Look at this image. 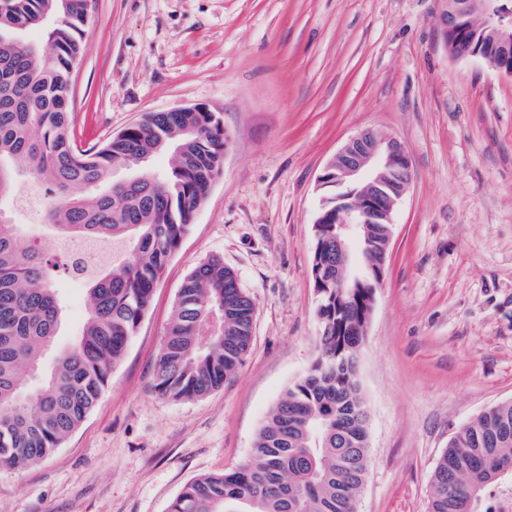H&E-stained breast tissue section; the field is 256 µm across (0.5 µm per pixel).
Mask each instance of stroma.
<instances>
[{"label":"stroma","instance_id":"obj_1","mask_svg":"<svg viewBox=\"0 0 512 512\" xmlns=\"http://www.w3.org/2000/svg\"><path fill=\"white\" fill-rule=\"evenodd\" d=\"M448 0H95L71 82L77 139L203 106L224 160L122 360L43 461L0 466V512H168L198 476L246 463L269 409L318 354L317 178L354 135L398 139L411 185L358 354L368 411L357 512H427L433 470L466 424L512 401V78L448 52ZM13 220L51 260L67 318L85 290L37 216ZM221 259L253 299V342L203 397L154 393L185 277Z\"/></svg>","mask_w":512,"mask_h":512}]
</instances>
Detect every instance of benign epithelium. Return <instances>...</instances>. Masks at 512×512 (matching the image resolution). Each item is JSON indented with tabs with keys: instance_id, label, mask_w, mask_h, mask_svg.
<instances>
[{
	"instance_id": "1",
	"label": "benign epithelium",
	"mask_w": 512,
	"mask_h": 512,
	"mask_svg": "<svg viewBox=\"0 0 512 512\" xmlns=\"http://www.w3.org/2000/svg\"><path fill=\"white\" fill-rule=\"evenodd\" d=\"M488 13L487 29L479 44L466 42L467 19L477 10ZM448 49L460 55L485 58L494 55L496 69L512 78V11L496 0H448ZM367 179L369 193L352 202L336 198V208L320 210L315 223L338 225L339 235L373 243L369 225L392 224L397 201L411 183L410 160L395 138L365 130L352 137L326 164L322 185H340Z\"/></svg>"
}]
</instances>
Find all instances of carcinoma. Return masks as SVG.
I'll return each instance as SVG.
<instances>
[{"instance_id": "obj_1", "label": "carcinoma", "mask_w": 512, "mask_h": 512, "mask_svg": "<svg viewBox=\"0 0 512 512\" xmlns=\"http://www.w3.org/2000/svg\"><path fill=\"white\" fill-rule=\"evenodd\" d=\"M95 0H0V201H20L32 178L51 187L40 223L57 241L85 239L107 257L85 273L87 315L79 335L42 373L58 336L65 302L49 261L20 225L0 219V465L24 468L61 447L95 407L123 358L153 289L189 230L224 157V125L213 112H154L100 146L77 144L70 80L82 53ZM42 32L43 42L27 38ZM172 151L168 168L147 167ZM133 174L112 182L115 170ZM376 248L345 240L352 264L347 302L336 308V225L314 233L312 271L329 287L318 294L319 354L270 410L240 467L197 477L170 512H356L366 476V403L350 365L363 343L370 271L381 257L386 225L371 226ZM224 310V332L201 345L210 314ZM253 299L234 272L212 258L179 289L158 355L153 388L173 400L202 397L224 385L252 342ZM41 376L31 390L26 378ZM466 445L448 444L432 475L429 512H487L485 498L512 493V401L464 426Z\"/></svg>"}]
</instances>
